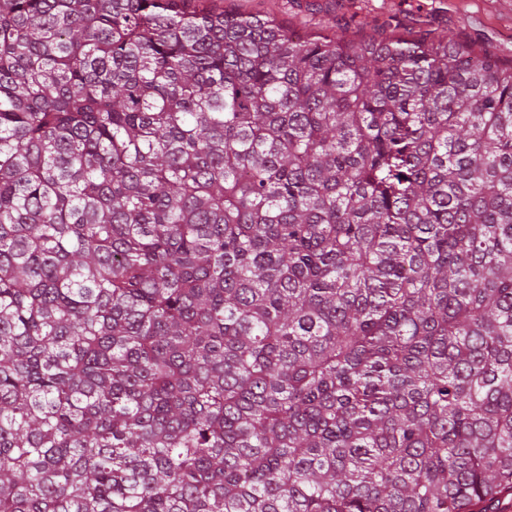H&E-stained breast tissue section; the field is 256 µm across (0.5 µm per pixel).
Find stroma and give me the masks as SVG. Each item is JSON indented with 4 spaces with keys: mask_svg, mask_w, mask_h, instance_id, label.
<instances>
[{
    "mask_svg": "<svg viewBox=\"0 0 512 512\" xmlns=\"http://www.w3.org/2000/svg\"><path fill=\"white\" fill-rule=\"evenodd\" d=\"M231 6L274 15L298 32L350 26L370 33L391 24L417 33L427 20L449 38L473 42L512 62V0H232Z\"/></svg>",
    "mask_w": 512,
    "mask_h": 512,
    "instance_id": "1",
    "label": "stroma"
}]
</instances>
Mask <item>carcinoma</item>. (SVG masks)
<instances>
[{
    "mask_svg": "<svg viewBox=\"0 0 512 512\" xmlns=\"http://www.w3.org/2000/svg\"><path fill=\"white\" fill-rule=\"evenodd\" d=\"M509 491L512 65L0 0V512Z\"/></svg>",
    "mask_w": 512,
    "mask_h": 512,
    "instance_id": "carcinoma-1",
    "label": "carcinoma"
}]
</instances>
